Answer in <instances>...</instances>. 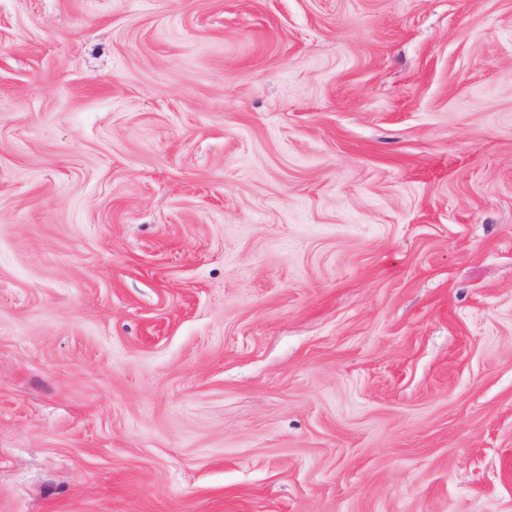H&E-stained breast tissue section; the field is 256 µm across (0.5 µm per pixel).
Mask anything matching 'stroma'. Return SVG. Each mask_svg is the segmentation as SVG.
I'll use <instances>...</instances> for the list:
<instances>
[{
  "instance_id": "1",
  "label": "stroma",
  "mask_w": 512,
  "mask_h": 512,
  "mask_svg": "<svg viewBox=\"0 0 512 512\" xmlns=\"http://www.w3.org/2000/svg\"><path fill=\"white\" fill-rule=\"evenodd\" d=\"M0 512H512V0H0Z\"/></svg>"
}]
</instances>
